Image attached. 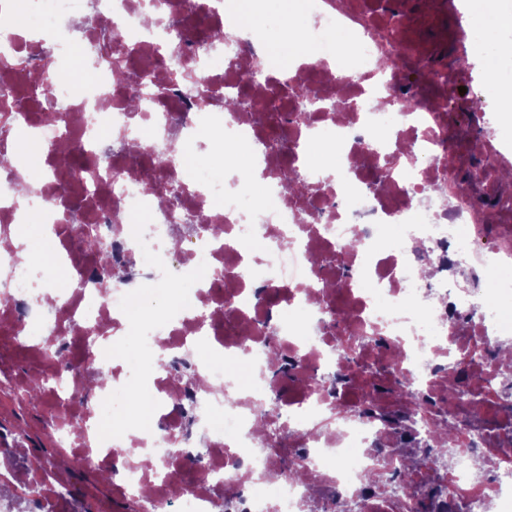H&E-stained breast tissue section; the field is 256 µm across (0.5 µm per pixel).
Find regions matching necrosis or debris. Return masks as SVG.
<instances>
[{
	"label": "necrosis or debris",
	"instance_id": "1",
	"mask_svg": "<svg viewBox=\"0 0 512 512\" xmlns=\"http://www.w3.org/2000/svg\"><path fill=\"white\" fill-rule=\"evenodd\" d=\"M394 12L300 0L286 19L250 0L253 23L215 46L187 18L223 28L224 0H0L19 19L0 31V355L34 357L10 397L40 384L54 442L50 465L0 455V512H55L76 482L95 493L74 512H512V151L492 115L455 135L459 70L436 93L405 78L435 64L426 34L454 0ZM40 35L59 62L83 45L84 78L42 68ZM202 128L192 166L169 159ZM91 235L112 251L105 287ZM178 269L194 303L145 310ZM132 329L135 365L110 353ZM136 374L154 422L114 424L96 404L124 408Z\"/></svg>",
	"mask_w": 512,
	"mask_h": 512
}]
</instances>
